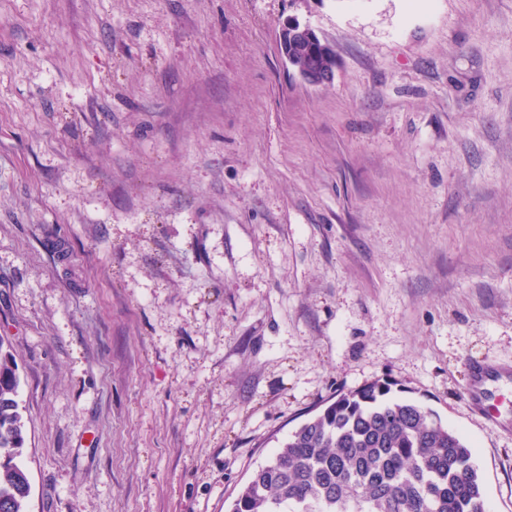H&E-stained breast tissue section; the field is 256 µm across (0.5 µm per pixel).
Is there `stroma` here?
<instances>
[{
    "instance_id": "1",
    "label": "stroma",
    "mask_w": 512,
    "mask_h": 512,
    "mask_svg": "<svg viewBox=\"0 0 512 512\" xmlns=\"http://www.w3.org/2000/svg\"><path fill=\"white\" fill-rule=\"evenodd\" d=\"M0 336L27 512H226L382 376L512 512V0H0ZM324 43L326 42L319 36L310 40V38L290 37L288 33L286 58L300 74L311 69L333 72L336 64L334 55L331 48L322 47Z\"/></svg>"
}]
</instances>
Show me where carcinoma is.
Wrapping results in <instances>:
<instances>
[{"label":"carcinoma","instance_id":"carcinoma-1","mask_svg":"<svg viewBox=\"0 0 512 512\" xmlns=\"http://www.w3.org/2000/svg\"><path fill=\"white\" fill-rule=\"evenodd\" d=\"M324 40L288 38L298 72L331 71ZM0 337V512H26V430ZM389 378L339 393L254 470L229 512H489L472 447Z\"/></svg>","mask_w":512,"mask_h":512}]
</instances>
